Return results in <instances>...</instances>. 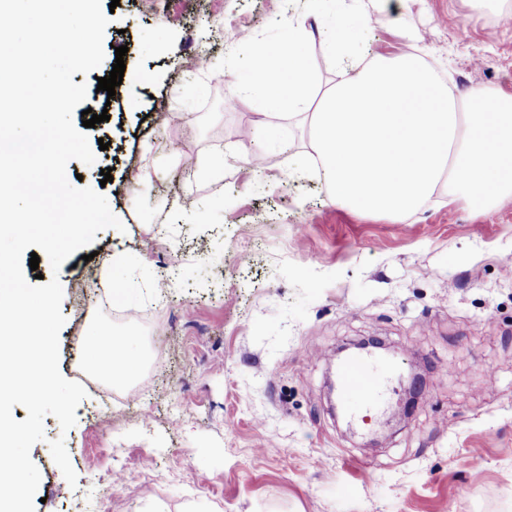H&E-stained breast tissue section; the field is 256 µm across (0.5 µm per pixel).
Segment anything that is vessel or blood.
<instances>
[{
    "label": "vessel or blood",
    "mask_w": 512,
    "mask_h": 512,
    "mask_svg": "<svg viewBox=\"0 0 512 512\" xmlns=\"http://www.w3.org/2000/svg\"><path fill=\"white\" fill-rule=\"evenodd\" d=\"M392 372L390 363L374 364L373 356L363 351L349 354L336 372L338 399L347 406L357 402L374 407Z\"/></svg>",
    "instance_id": "obj_1"
}]
</instances>
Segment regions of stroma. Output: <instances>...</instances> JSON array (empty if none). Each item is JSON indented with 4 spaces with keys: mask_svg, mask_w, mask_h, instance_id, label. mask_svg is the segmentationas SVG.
<instances>
[{
    "mask_svg": "<svg viewBox=\"0 0 512 512\" xmlns=\"http://www.w3.org/2000/svg\"><path fill=\"white\" fill-rule=\"evenodd\" d=\"M364 5L365 59L410 46L456 93H512V25L499 23L512 0ZM282 13L311 30L320 87L335 83L323 21L282 0H120L104 62L73 76L94 87L125 45L146 81L112 102L101 192L122 229L97 233L91 261L25 273L59 279V370L86 390L75 425L46 416L30 450L35 512H512V199L452 206L441 188L394 224L292 173L307 129L193 67ZM261 119L272 137L239 138ZM256 150L259 171L243 162ZM119 252L135 259L126 302L112 295ZM92 326L141 348L128 379L87 364ZM371 337L395 350L397 376L354 430L327 380L338 347Z\"/></svg>",
    "mask_w": 512,
    "mask_h": 512,
    "instance_id": "obj_1",
    "label": "stroma"
}]
</instances>
